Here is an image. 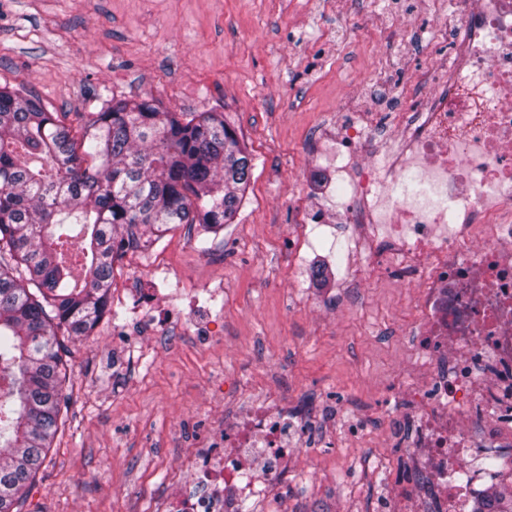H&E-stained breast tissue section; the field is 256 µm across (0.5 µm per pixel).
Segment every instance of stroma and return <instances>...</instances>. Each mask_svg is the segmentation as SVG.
I'll use <instances>...</instances> for the list:
<instances>
[{
  "mask_svg": "<svg viewBox=\"0 0 512 512\" xmlns=\"http://www.w3.org/2000/svg\"><path fill=\"white\" fill-rule=\"evenodd\" d=\"M404 2L399 18L391 0H0L1 85L69 125L114 97L217 110L254 163L233 223L126 253L118 319L61 337L66 410L23 512H156L196 491L186 461L259 393L316 415L288 459L307 479L272 512H378L412 474L389 420L412 411L418 286L367 270L352 225L301 214L338 199L315 134L335 139L337 113L418 94L424 68L448 63L449 0ZM395 22L404 38L385 41ZM190 316L205 338L180 331Z\"/></svg>",
  "mask_w": 512,
  "mask_h": 512,
  "instance_id": "obj_1",
  "label": "stroma"
}]
</instances>
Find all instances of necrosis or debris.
Returning <instances> with one entry per match:
<instances>
[{"label": "necrosis or debris", "mask_w": 512, "mask_h": 512, "mask_svg": "<svg viewBox=\"0 0 512 512\" xmlns=\"http://www.w3.org/2000/svg\"><path fill=\"white\" fill-rule=\"evenodd\" d=\"M458 30L429 92L388 118L341 121L337 168L355 210L340 224L372 227L377 267L419 286L408 456L434 482L441 512H467L494 484L512 483V0H451ZM305 410L263 398L224 428V452L195 451L200 490L166 512L264 507L288 480Z\"/></svg>", "instance_id": "4bbe7bcc"}]
</instances>
